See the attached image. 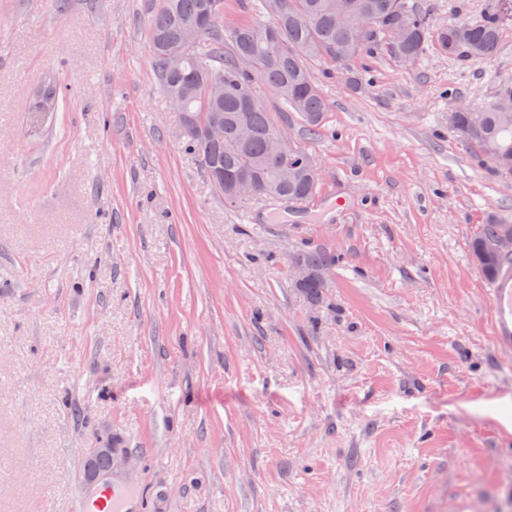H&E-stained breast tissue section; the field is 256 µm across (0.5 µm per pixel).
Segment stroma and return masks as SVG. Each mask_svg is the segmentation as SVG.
Segmentation results:
<instances>
[{"label":"stroma","instance_id":"obj_1","mask_svg":"<svg viewBox=\"0 0 512 512\" xmlns=\"http://www.w3.org/2000/svg\"><path fill=\"white\" fill-rule=\"evenodd\" d=\"M417 2L498 10L496 56L316 66L312 139L257 85L322 178L230 208L153 70L160 0H0V512H75L108 443L144 512H512V352L470 251L512 177L448 129L512 83V0ZM305 248L336 257L320 304ZM59 108V89L57 86L47 85L42 88L31 105L30 112L34 117L43 112H57ZM126 459L127 454L125 449L112 448V444L105 448H90L88 463L85 467V477L88 481L93 482L97 480L101 475L112 474V470L124 464ZM106 466V472H101L100 469H104Z\"/></svg>","mask_w":512,"mask_h":512}]
</instances>
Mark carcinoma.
Returning <instances> with one entry per match:
<instances>
[{"instance_id":"carcinoma-1","label":"carcinoma","mask_w":512,"mask_h":512,"mask_svg":"<svg viewBox=\"0 0 512 512\" xmlns=\"http://www.w3.org/2000/svg\"><path fill=\"white\" fill-rule=\"evenodd\" d=\"M283 13L263 22H239L224 32V0H161L150 23L151 60L161 89L169 101L177 102L181 115L217 112L224 117V142L215 145L199 136L183 140L206 175L215 170L235 172L249 169L255 175L258 194L277 196L286 203L305 201L315 194L318 183L310 181L307 160L312 154L297 146L288 155V176L281 175L270 159L278 140L280 123L258 97L244 102L254 82L268 86L284 109L297 114L305 131L314 135L322 127L327 101L312 66L330 64L347 67L370 53L382 51L404 61H420L428 48L429 16L409 0H283ZM207 15L212 22L197 43L184 50L179 70L168 67L169 53L182 46L184 26ZM500 16L491 10L475 22L448 24L436 33L441 51L473 61L496 54ZM229 50H224V41ZM255 61L247 70L241 59ZM59 108V89L42 88L30 112L39 116ZM448 129L462 137L477 156L500 175L512 176V84L498 86L493 100L477 111L454 110ZM512 226V214L491 211L471 241V254L484 277L493 280L512 255L500 261L486 260L485 243L503 227ZM296 258L311 271L301 290L315 303L324 299L335 256L323 250H301Z\"/></svg>"}]
</instances>
